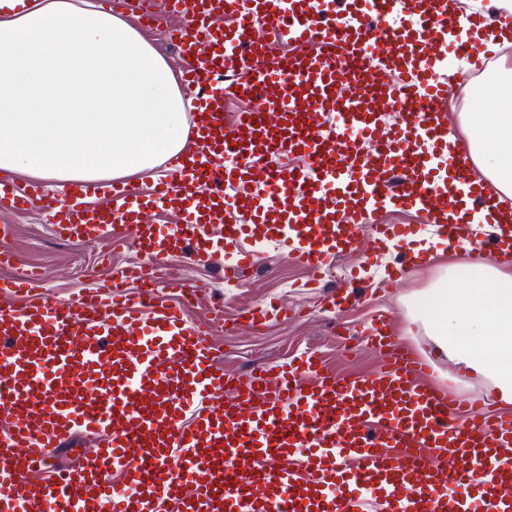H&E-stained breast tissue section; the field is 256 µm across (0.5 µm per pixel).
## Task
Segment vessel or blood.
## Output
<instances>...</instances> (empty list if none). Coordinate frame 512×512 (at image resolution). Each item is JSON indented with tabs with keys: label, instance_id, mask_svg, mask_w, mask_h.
I'll list each match as a JSON object with an SVG mask.
<instances>
[{
	"label": "vessel or blood",
	"instance_id": "obj_1",
	"mask_svg": "<svg viewBox=\"0 0 512 512\" xmlns=\"http://www.w3.org/2000/svg\"><path fill=\"white\" fill-rule=\"evenodd\" d=\"M109 2L147 25L179 18L166 33L194 106L192 147L149 195L115 181L57 197L0 173V211L40 204L57 238L101 246L118 222L141 257L72 299L0 302V512H512V414L456 423L481 399L431 386L430 365L385 319L369 336L373 373L340 377L309 350L233 377L190 316L196 289L165 305L156 267L221 245L229 279L274 241L316 276L356 248L360 224L373 247L404 241L410 225L375 220L395 208L455 249L472 234L454 217L467 205L500 230L472 258L512 261V211L449 149L440 109L450 79L438 61L488 64L485 44L456 35L485 15L454 0H166L162 14L154 0ZM264 28L293 52L274 53ZM230 96L261 106L228 125ZM98 194L107 205L87 208ZM160 204L176 224L153 223ZM38 285L27 269L6 283L16 295ZM78 432L97 447L52 468Z\"/></svg>",
	"mask_w": 512,
	"mask_h": 512
}]
</instances>
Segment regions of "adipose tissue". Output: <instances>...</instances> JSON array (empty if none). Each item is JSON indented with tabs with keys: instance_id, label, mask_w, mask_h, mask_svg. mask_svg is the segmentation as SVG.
<instances>
[{
	"instance_id": "adipose-tissue-1",
	"label": "adipose tissue",
	"mask_w": 512,
	"mask_h": 512,
	"mask_svg": "<svg viewBox=\"0 0 512 512\" xmlns=\"http://www.w3.org/2000/svg\"><path fill=\"white\" fill-rule=\"evenodd\" d=\"M489 112L462 116L488 192L512 199V69L487 76ZM190 101L124 17L81 0H0V171L57 185L153 170L189 146ZM409 317L461 375L512 406V270L453 266Z\"/></svg>"
}]
</instances>
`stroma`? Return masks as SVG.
Here are the masks:
<instances>
[{
  "instance_id": "stroma-1",
  "label": "stroma",
  "mask_w": 512,
  "mask_h": 512,
  "mask_svg": "<svg viewBox=\"0 0 512 512\" xmlns=\"http://www.w3.org/2000/svg\"><path fill=\"white\" fill-rule=\"evenodd\" d=\"M2 224L12 229L5 246L21 264L36 267L42 293L62 299L113 279L122 268L140 261L126 230L117 222L112 225V248L107 252L92 243L75 245L53 236L43 209L37 205L23 212L0 214ZM402 259L395 247L374 255L357 250L332 261L321 286L308 288L304 285L306 271L290 263L278 245L268 242L260 247L259 261L245 287L231 291L224 285L223 253L199 262L173 255L165 261L162 298L176 305L181 301V286L197 289L199 302L191 316L195 321L211 323L213 351L233 376L288 362L309 349L321 352L341 376L367 374L378 367L380 356L363 332L373 319L384 316L402 343L432 361L435 384L454 386L463 395H487L486 382L458 378L453 362L436 356L427 337L412 327L408 317L411 295L430 287L447 267L468 265L465 253L432 256L426 264L412 267L403 286L397 289L387 285L385 275ZM337 291L348 293V305L328 308V301ZM272 298L287 306V319L272 320L259 332L242 324L243 311Z\"/></svg>"
}]
</instances>
